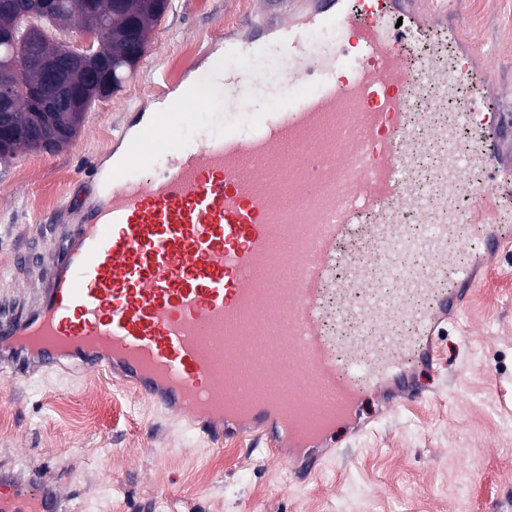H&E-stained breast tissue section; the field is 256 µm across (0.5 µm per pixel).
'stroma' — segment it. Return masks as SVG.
Masks as SVG:
<instances>
[{
	"instance_id": "obj_1",
	"label": "stroma",
	"mask_w": 512,
	"mask_h": 512,
	"mask_svg": "<svg viewBox=\"0 0 512 512\" xmlns=\"http://www.w3.org/2000/svg\"><path fill=\"white\" fill-rule=\"evenodd\" d=\"M448 11L469 27L472 46L489 45L512 21V0H448ZM246 19L234 0H170L133 77L91 105L69 145L23 149L0 167V309L37 288L51 225L74 223L93 199L92 167L109 161L121 124L152 111L171 86V59L188 44L223 41L225 22ZM252 67L247 95L270 106L288 59L271 52ZM18 254L25 263L13 264ZM412 376L422 401L382 421L378 395L367 393L357 419L374 433L339 427L338 455L300 485L249 438L213 449L132 386L76 364L20 381L0 375V467L56 484L71 512H512V252L490 258L460 326L441 337L434 365ZM103 380L107 408L73 428L60 404L81 402ZM196 471L208 472L207 484L192 481Z\"/></svg>"
}]
</instances>
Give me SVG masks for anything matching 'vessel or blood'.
I'll return each mask as SVG.
<instances>
[{
	"instance_id": "1",
	"label": "vessel or blood",
	"mask_w": 512,
	"mask_h": 512,
	"mask_svg": "<svg viewBox=\"0 0 512 512\" xmlns=\"http://www.w3.org/2000/svg\"><path fill=\"white\" fill-rule=\"evenodd\" d=\"M439 0H304L288 16L264 13L224 27V95L213 111L236 114L188 142L186 92L161 96L123 132L98 200L75 223L52 229L55 250L41 288L19 312H0V366L16 378L66 360L108 370L212 442L251 434L281 451L287 466L310 463L335 432L299 434L288 414L297 396L328 394L354 424L368 391L421 397L406 368L408 354L432 362L436 339L462 310L477 283L448 248L464 223L478 259L512 241V170L495 187L469 174L495 161L512 139V117L495 102L512 96L496 76L501 55L466 53L441 66L414 59L434 32L458 40L460 22ZM406 16L395 28V16ZM335 27L338 48L308 54L309 31ZM272 49L288 56L290 90L267 110L242 90L251 62ZM433 90V105L458 101L447 125L422 113L412 128L409 94ZM481 121L484 135L458 155V129ZM332 138L312 148V135ZM422 134L442 146L436 183L412 186L407 170ZM467 194L462 214L448 198ZM422 213L428 230L411 234L399 211ZM292 248L276 252L281 239ZM425 255L427 269L401 268L393 248ZM349 299L366 336H334L328 292ZM426 297V310L400 300ZM414 335L394 336L399 315ZM262 354L276 407L223 413L225 349ZM0 512H67L50 482L0 470Z\"/></svg>"
}]
</instances>
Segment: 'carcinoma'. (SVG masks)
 Returning a JSON list of instances; mask_svg holds the SVG:
<instances>
[{"label": "carcinoma", "mask_w": 512, "mask_h": 512, "mask_svg": "<svg viewBox=\"0 0 512 512\" xmlns=\"http://www.w3.org/2000/svg\"><path fill=\"white\" fill-rule=\"evenodd\" d=\"M99 18L95 23V41L93 51L95 56L111 61L109 72L112 89L117 90L130 76V63L144 56L149 44L139 43L128 32L130 19L139 20L142 30L152 31L153 25L168 9V0H123L115 6L113 0H98ZM22 15L15 13L14 0H0V27H10L16 33L12 43L11 53L20 57L30 52L27 44L28 29L18 26ZM40 28L49 36H56L69 28L82 31L90 26V21L80 9V0H57L55 10L40 17ZM58 83L49 84L46 91L56 92L60 84L80 85L84 80L83 69L74 65L66 46L61 45L57 50ZM27 103L22 98L14 102V111L4 113L9 120L19 127H25L35 121L44 128L67 126L71 136H76L83 122L78 112H42L33 116L25 111ZM35 144L27 137L20 136L7 145L0 147V164L15 158L21 149H33Z\"/></svg>", "instance_id": "1"}]
</instances>
